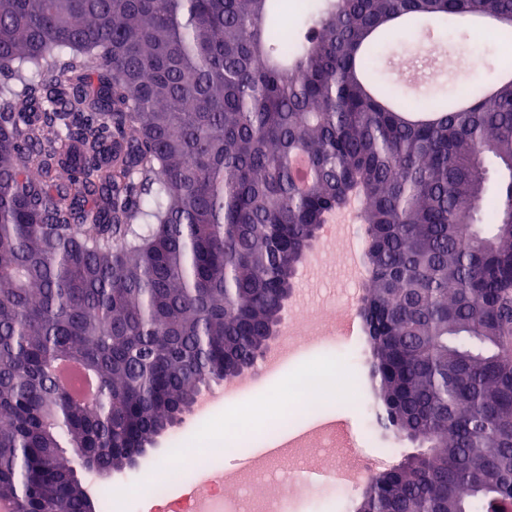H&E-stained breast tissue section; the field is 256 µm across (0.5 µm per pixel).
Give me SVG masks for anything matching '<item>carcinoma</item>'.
I'll return each instance as SVG.
<instances>
[{"label": "carcinoma", "mask_w": 512, "mask_h": 512, "mask_svg": "<svg viewBox=\"0 0 512 512\" xmlns=\"http://www.w3.org/2000/svg\"><path fill=\"white\" fill-rule=\"evenodd\" d=\"M469 17L512 37V0H325L300 25L288 0H0V498L96 512L65 449L150 464L353 203L376 423L422 448L357 512H512V78L414 119L373 57ZM83 375L81 386L75 385L74 379L78 374ZM57 374L60 382L81 396H88L92 399L95 397L96 389L93 376L85 372L80 366L74 362H60L57 365Z\"/></svg>", "instance_id": "cac0c4a2"}]
</instances>
